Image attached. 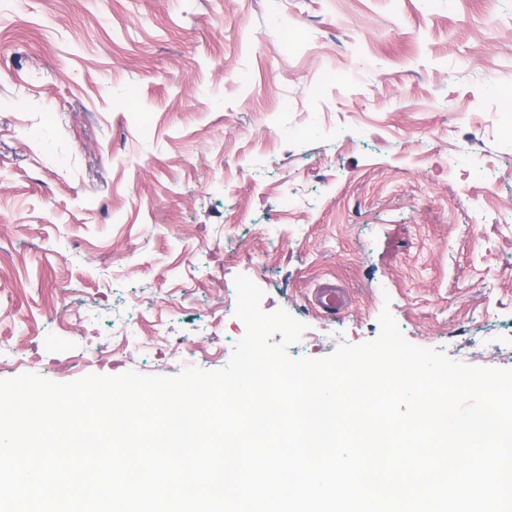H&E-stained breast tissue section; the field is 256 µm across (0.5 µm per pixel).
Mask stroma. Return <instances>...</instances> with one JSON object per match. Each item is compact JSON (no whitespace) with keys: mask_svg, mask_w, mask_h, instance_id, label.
Here are the masks:
<instances>
[{"mask_svg":"<svg viewBox=\"0 0 512 512\" xmlns=\"http://www.w3.org/2000/svg\"><path fill=\"white\" fill-rule=\"evenodd\" d=\"M510 92L512 0H0V379L220 369L240 274L512 368ZM312 303L321 313L333 316L347 306V296L343 288L325 283L316 289Z\"/></svg>","mask_w":512,"mask_h":512,"instance_id":"stroma-1","label":"stroma"}]
</instances>
